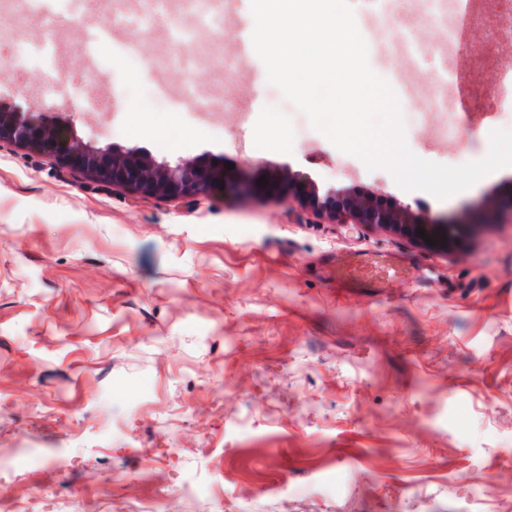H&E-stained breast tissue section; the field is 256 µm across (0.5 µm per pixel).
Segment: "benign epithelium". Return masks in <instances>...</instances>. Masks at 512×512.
<instances>
[{
	"label": "benign epithelium",
	"mask_w": 512,
	"mask_h": 512,
	"mask_svg": "<svg viewBox=\"0 0 512 512\" xmlns=\"http://www.w3.org/2000/svg\"><path fill=\"white\" fill-rule=\"evenodd\" d=\"M7 142L53 158L64 168L103 184L121 187L140 199L212 197L229 190L249 191L257 183L236 178L213 159L195 157L174 163L160 161L150 151L97 145L80 137L68 120H48L38 112L0 108V143ZM263 186L284 187L314 216L333 224H364L435 248L457 244L459 227L446 219L432 218L422 210L386 195L353 188H330L299 172L269 174ZM423 229L425 236L418 234Z\"/></svg>",
	"instance_id": "obj_1"
}]
</instances>
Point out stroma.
<instances>
[{"label": "stroma", "instance_id": "stroma-1", "mask_svg": "<svg viewBox=\"0 0 512 512\" xmlns=\"http://www.w3.org/2000/svg\"><path fill=\"white\" fill-rule=\"evenodd\" d=\"M510 14L512 0L465 12L447 60L459 137L402 100L424 160H481L492 128L512 130V92L485 95L512 58ZM151 22L123 70L78 92L82 17L0 15V103L170 162L389 195L460 225L462 243L328 224L282 189L138 200L0 143V498L29 512H512V166L445 200L403 190L312 129L262 61L230 86L203 60L183 74L156 54L168 19ZM55 33L66 80L16 70L20 39L35 51ZM255 85L246 156L234 142ZM367 259L401 271L334 278ZM188 481L200 498L180 496Z\"/></svg>", "mask_w": 512, "mask_h": 512}]
</instances>
